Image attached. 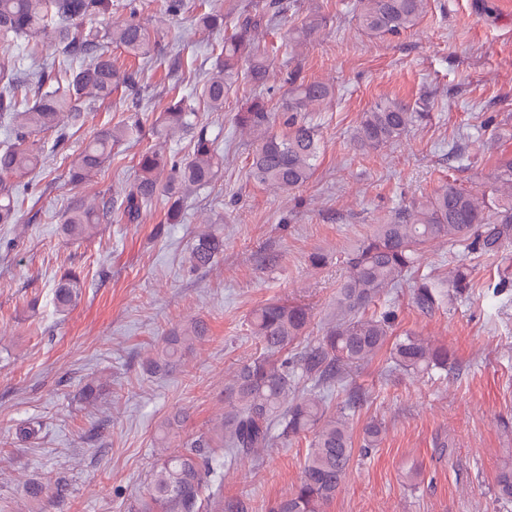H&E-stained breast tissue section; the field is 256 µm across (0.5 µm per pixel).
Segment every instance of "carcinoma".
<instances>
[{
    "label": "carcinoma",
    "mask_w": 512,
    "mask_h": 512,
    "mask_svg": "<svg viewBox=\"0 0 512 512\" xmlns=\"http://www.w3.org/2000/svg\"><path fill=\"white\" fill-rule=\"evenodd\" d=\"M428 0H357L356 20L374 36L400 35L425 15ZM113 0H0V42L17 43L35 55L31 44L52 34L60 53L85 64L64 75L54 69L31 64L26 73L37 89L35 100L21 110L17 103L21 58L0 55V114L15 134V142L0 149V224H15L17 201L29 183L19 179L33 172L44 145L31 139L35 133L54 131L55 146L68 139L67 122L81 118L84 99L104 100L120 89L135 91L138 72L122 70L112 57L100 52V41L107 40L134 57L148 58L155 53L158 39L136 20L137 6H129V18L114 22L104 31L88 22L112 13ZM280 11L277 0L265 3V12L246 11L224 15V4L202 14L199 25L209 32L224 33L220 57L212 72L197 86V99L211 112L224 111V100L234 90L240 64L249 62L247 77L258 88L267 82L265 52L256 45L253 30L268 12ZM291 87L283 102L287 131H271L273 113L258 93L237 123L253 133L250 176L260 185L290 191L305 185L313 176L318 156L315 130L301 113L310 107L331 102L332 85L322 81H300L290 77ZM427 116L410 105L393 99L381 100L363 113L352 136L353 147L376 150L393 144ZM162 126L192 133L190 151L183 155L147 150L139 155L138 176L121 194L98 207L82 202L73 204L61 218L64 232L73 238H86L92 229L115 213L128 224H138L143 215L162 197L169 203L168 219L181 215L184 199L210 185L223 166L215 139L198 121V112L188 99H172L162 114ZM141 132L139 118L97 132L82 147L70 169L75 184L100 170L112 153V146ZM446 238L448 244H463L478 256H496L512 245V156L497 162L490 192L480 197L448 182L433 193L415 198L395 212L384 224L374 226L371 235L349 255L348 275L336 293V314L323 336L302 345V336L312 315L302 305L270 301L254 310L251 324L264 353L242 365L224 385V417L214 432L190 443V450H174L184 416L170 415L160 425L157 437L160 462L153 470L147 496L139 512H202V485L215 479L224 461L247 457L257 448H267L272 430L280 428L284 438L311 434L298 485L277 499L268 512H325L342 485L355 452V441L348 414L329 413V388L343 382L346 370L359 367L386 353L388 360L406 373L448 370V349L433 346L414 333L393 337L394 315L368 316L366 310L390 288L399 287L414 276L412 301L423 312L438 309L444 301L464 295L473 287V267L455 266L448 276V289L442 282L417 274L421 250L431 242ZM224 253V238L200 233L193 243L189 262L194 270L210 267ZM85 282L74 271L63 273L53 291L54 307L65 312L75 306ZM206 328L195 322L179 335L165 338L157 356L146 361L152 373L172 370L180 358L203 340ZM298 347L294 357L280 359L283 351ZM40 427L33 422L15 425L16 439L31 441ZM384 429L371 421L362 428L361 449L377 447ZM224 446L225 455L215 451ZM495 497L512 503V458L504 460L495 477ZM40 483L25 487L27 497L41 502L60 494ZM211 512H249L241 499L219 497Z\"/></svg>",
    "instance_id": "obj_1"
}]
</instances>
